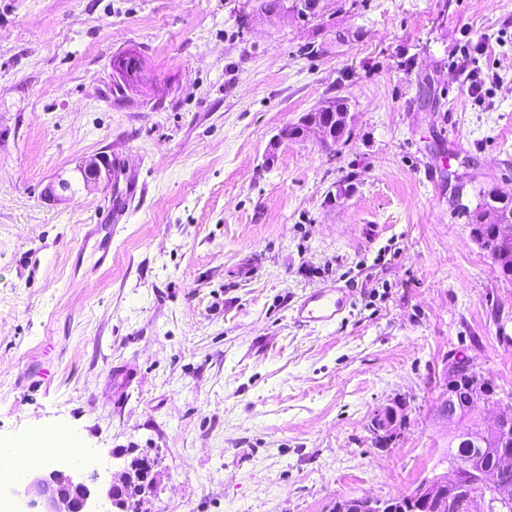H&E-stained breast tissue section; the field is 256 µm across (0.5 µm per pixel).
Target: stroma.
Wrapping results in <instances>:
<instances>
[{
    "instance_id": "obj_1",
    "label": "stroma",
    "mask_w": 512,
    "mask_h": 512,
    "mask_svg": "<svg viewBox=\"0 0 512 512\" xmlns=\"http://www.w3.org/2000/svg\"><path fill=\"white\" fill-rule=\"evenodd\" d=\"M480 37L478 103L457 64ZM336 96L347 141L267 160ZM101 155L111 182L46 195ZM483 190L512 199V0H346L310 22L247 0H0V448L68 430L103 487L115 452L153 458L143 512L410 491L448 467L449 356L512 398V284L469 224ZM336 285L342 318L296 320ZM397 398L382 448L371 416ZM406 401L394 399L389 404L376 409L371 418V432L380 447L387 446L406 417Z\"/></svg>"
}]
</instances>
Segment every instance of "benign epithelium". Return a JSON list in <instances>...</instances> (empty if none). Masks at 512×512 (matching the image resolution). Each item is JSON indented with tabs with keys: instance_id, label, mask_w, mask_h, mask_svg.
Returning a JSON list of instances; mask_svg holds the SVG:
<instances>
[{
	"instance_id": "1",
	"label": "benign epithelium",
	"mask_w": 512,
	"mask_h": 512,
	"mask_svg": "<svg viewBox=\"0 0 512 512\" xmlns=\"http://www.w3.org/2000/svg\"><path fill=\"white\" fill-rule=\"evenodd\" d=\"M328 0H279V6L267 8L262 13L281 18L288 14L304 21L323 12ZM349 127V113L338 112L329 101L318 105L313 111L304 113L291 129H283L271 141L267 160L274 159L280 143L296 137L312 140L324 147L335 145ZM112 179V165L102 155L83 163L75 169L72 179H61L49 186V192H67L72 185L84 187L99 181ZM465 373L471 377L469 401L476 409L495 412V423L483 429L479 426L463 428L454 434L460 439L473 438L484 443L486 451L498 462V471L490 473L475 469L478 458L462 460L458 449L448 445L449 471L419 482L407 495L382 499L369 495L347 497L336 500L334 512H472L476 500L481 499L495 505L501 512L512 509V483L500 478V474L512 471V404L505 403L494 394L492 383L480 373L470 358H453L444 370L441 382ZM406 401L395 399L376 409L371 418V432L380 447L387 446L406 417ZM96 477L79 479L71 469H55L45 475L32 473L24 476L13 490L23 503L21 512H89L88 506L98 494ZM157 483L154 461L147 456L134 457L124 463L113 475L106 496L112 504V512H142L141 503Z\"/></svg>"
}]
</instances>
